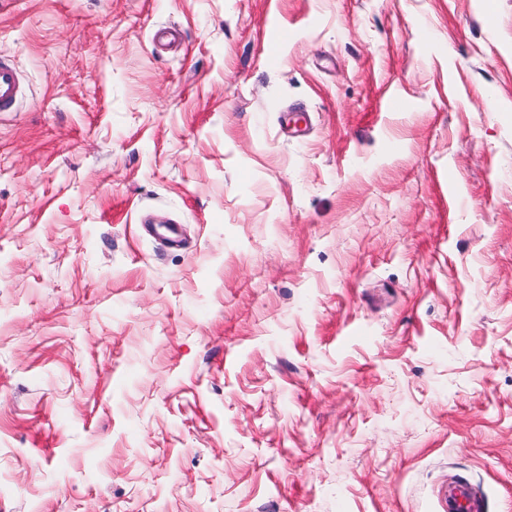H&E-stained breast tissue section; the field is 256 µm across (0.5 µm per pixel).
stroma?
Instances as JSON below:
<instances>
[{
    "mask_svg": "<svg viewBox=\"0 0 512 512\" xmlns=\"http://www.w3.org/2000/svg\"><path fill=\"white\" fill-rule=\"evenodd\" d=\"M0 54V512H512V0H0ZM22 91L20 72L9 56L0 55V112L9 111L21 97ZM483 505L470 483L456 479L448 485V512H481Z\"/></svg>",
    "mask_w": 512,
    "mask_h": 512,
    "instance_id": "obj_1",
    "label": "stroma"
}]
</instances>
